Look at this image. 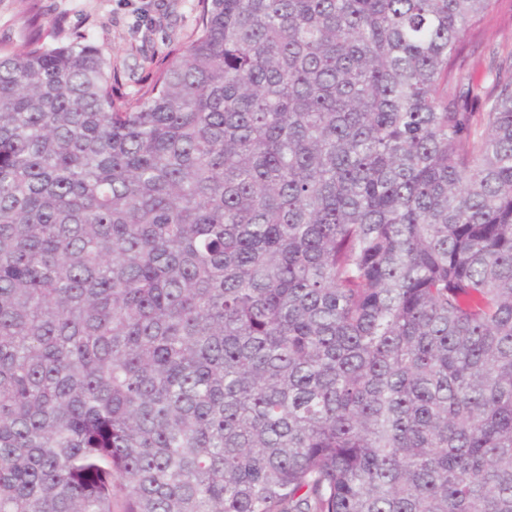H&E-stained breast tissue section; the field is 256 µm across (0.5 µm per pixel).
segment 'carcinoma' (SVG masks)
Segmentation results:
<instances>
[{"label":"carcinoma","instance_id":"obj_1","mask_svg":"<svg viewBox=\"0 0 512 512\" xmlns=\"http://www.w3.org/2000/svg\"><path fill=\"white\" fill-rule=\"evenodd\" d=\"M499 0H197L138 98L0 47V512H512ZM511 1H503L498 10L488 15L474 35L466 40L463 51L465 69L477 79H487L493 49L503 57L512 46Z\"/></svg>","mask_w":512,"mask_h":512}]
</instances>
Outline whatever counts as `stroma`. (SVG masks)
<instances>
[{"instance_id": "35a3bbf8", "label": "stroma", "mask_w": 512, "mask_h": 512, "mask_svg": "<svg viewBox=\"0 0 512 512\" xmlns=\"http://www.w3.org/2000/svg\"><path fill=\"white\" fill-rule=\"evenodd\" d=\"M195 0H0V44L23 42L27 20L62 22L66 34H83L108 50L121 90L135 97L163 67L171 49L186 44L196 27ZM512 49V0H503L464 45V65L488 76L492 51Z\"/></svg>"}]
</instances>
